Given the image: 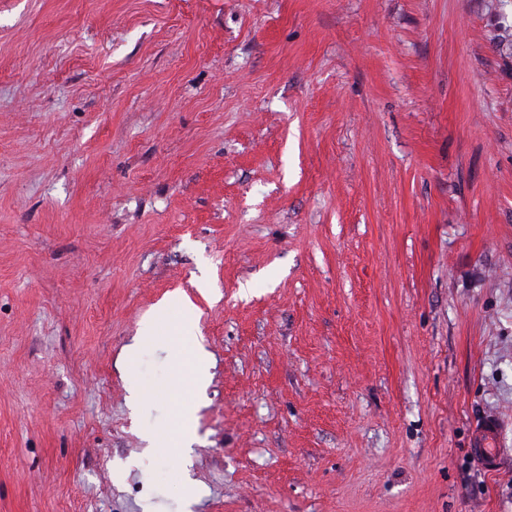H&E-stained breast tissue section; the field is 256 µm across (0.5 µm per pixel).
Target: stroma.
Returning a JSON list of instances; mask_svg holds the SVG:
<instances>
[{
  "label": "stroma",
  "instance_id": "35a3bbf8",
  "mask_svg": "<svg viewBox=\"0 0 512 512\" xmlns=\"http://www.w3.org/2000/svg\"><path fill=\"white\" fill-rule=\"evenodd\" d=\"M487 414L512 0H0V512H512ZM501 426L502 422L497 416L488 415L474 430L473 454L489 470H496L502 460V448H487L498 446Z\"/></svg>",
  "mask_w": 512,
  "mask_h": 512
}]
</instances>
